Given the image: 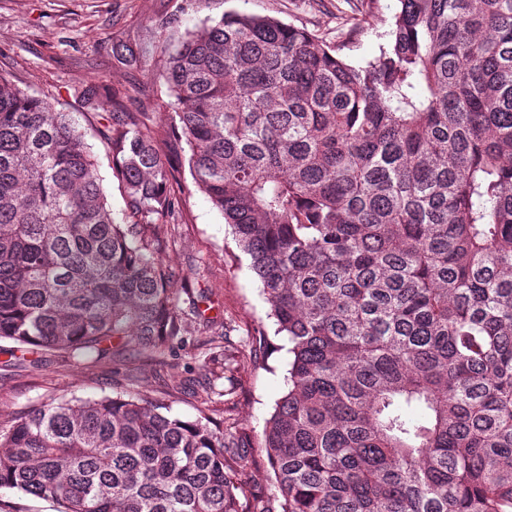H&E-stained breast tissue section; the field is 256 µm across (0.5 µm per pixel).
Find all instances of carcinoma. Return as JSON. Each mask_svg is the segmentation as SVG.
Returning a JSON list of instances; mask_svg holds the SVG:
<instances>
[{"label": "carcinoma", "instance_id": "carcinoma-1", "mask_svg": "<svg viewBox=\"0 0 512 512\" xmlns=\"http://www.w3.org/2000/svg\"><path fill=\"white\" fill-rule=\"evenodd\" d=\"M398 2L364 67L235 12L158 60L113 40L116 65L157 64L177 130L162 151L104 92L120 218L73 113L0 76L3 366L190 343L208 380L188 420L141 393L33 407L0 428V489L57 512H512V0ZM186 149L288 341L260 434L216 389L229 325L162 258Z\"/></svg>", "mask_w": 512, "mask_h": 512}]
</instances>
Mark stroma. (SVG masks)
<instances>
[{"mask_svg":"<svg viewBox=\"0 0 512 512\" xmlns=\"http://www.w3.org/2000/svg\"><path fill=\"white\" fill-rule=\"evenodd\" d=\"M398 7V0H376L365 9L359 0H203L199 5L193 0H0V76L76 118L91 116L86 141L100 158L109 202L119 213L125 201L97 135L109 113L91 104L88 89L104 85L125 90V110L150 113L158 142L169 141L172 130L170 111L160 105V79L151 71L114 67L113 39L155 53L163 38H178L206 18L238 12L275 17L306 29L329 45H341L347 63L364 66L386 46ZM174 190L183 201L182 222L175 246L164 257L194 291L205 294L207 317L234 322L231 346L257 357V365L235 375L234 413L262 430L285 390V342L271 337L267 350L253 344L252 334L264 322L267 306L247 260L235 258L222 214L194 185L189 171H182ZM176 374L203 378L201 354L178 346L161 363L146 357L131 362L115 355L76 367L62 354L47 352L38 367L0 369V427L11 426L33 406L50 400L97 398L131 389L168 399L172 415L194 417L205 393L197 387L171 394Z\"/></svg>","mask_w":512,"mask_h":512,"instance_id":"obj_1","label":"stroma"}]
</instances>
